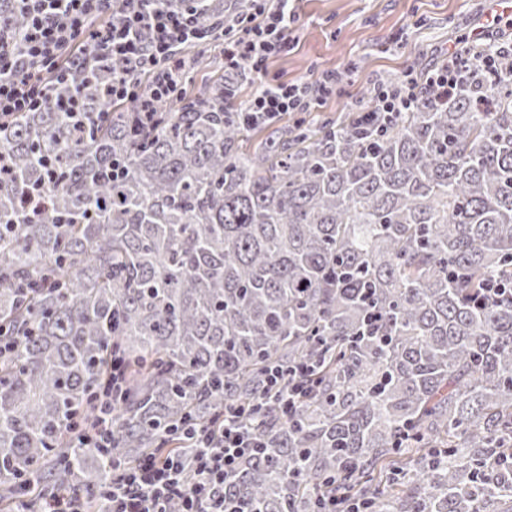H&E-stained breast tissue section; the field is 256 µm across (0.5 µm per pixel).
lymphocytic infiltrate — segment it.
Segmentation results:
<instances>
[{"mask_svg": "<svg viewBox=\"0 0 512 512\" xmlns=\"http://www.w3.org/2000/svg\"><path fill=\"white\" fill-rule=\"evenodd\" d=\"M26 24L14 28L0 13V118L44 107L76 117L84 112L75 72L92 75L101 59L112 61V82L105 93L115 101L137 104L140 123L152 127L159 104L184 96L189 78L180 49L206 43L208 23L200 12L167 8L154 0H10ZM251 11L224 39L225 71L256 76L261 87L242 114L245 122L314 112L337 92L339 73L325 71L315 81L288 83L267 77V61L295 39L292 0H250ZM512 42L495 39L447 52L440 64L423 73L406 72L398 82H378L373 105L360 118L364 130H381L402 112L431 94H449L493 73ZM70 86L67 95L51 98L50 83ZM316 367L303 361L275 369L267 386L278 388L279 406L301 407L313 392ZM249 411L230 407L221 427L212 430L187 421L182 434L196 443L192 476L181 457L166 448L145 456L136 466L109 469L97 487L100 512H225L224 482L243 458L262 445L245 419Z\"/></svg>", "mask_w": 512, "mask_h": 512, "instance_id": "f902f5d3", "label": "lymphocytic infiltrate"}]
</instances>
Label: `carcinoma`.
<instances>
[{
	"instance_id": "cac0c4a2",
	"label": "carcinoma",
	"mask_w": 512,
	"mask_h": 512,
	"mask_svg": "<svg viewBox=\"0 0 512 512\" xmlns=\"http://www.w3.org/2000/svg\"><path fill=\"white\" fill-rule=\"evenodd\" d=\"M212 38L250 8L201 0ZM112 63L83 85L107 124L73 134L60 112L0 122V504L33 487L92 493L106 465L70 433L116 350L127 391L112 410L116 461L174 448L191 474L190 415L264 401L262 453L224 496L251 512H312L359 496L369 512H512V301L476 297L512 276V87L434 96L369 138L357 115L307 113L267 132L224 106L234 78L158 107L106 103ZM50 156L63 185L24 218ZM119 161L121 176L106 178ZM35 291L17 296L16 284ZM383 339L361 336L370 308ZM316 363L313 394L284 419L271 365ZM394 472L382 484L377 468Z\"/></svg>"
}]
</instances>
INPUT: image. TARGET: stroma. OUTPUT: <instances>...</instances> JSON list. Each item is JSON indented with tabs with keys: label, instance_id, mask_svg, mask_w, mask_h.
Wrapping results in <instances>:
<instances>
[{
	"label": "stroma",
	"instance_id": "obj_1",
	"mask_svg": "<svg viewBox=\"0 0 512 512\" xmlns=\"http://www.w3.org/2000/svg\"><path fill=\"white\" fill-rule=\"evenodd\" d=\"M498 0H297V40L268 63L279 81L342 74L323 105L336 115L371 105L374 84L437 65L464 34L484 24Z\"/></svg>",
	"mask_w": 512,
	"mask_h": 512
}]
</instances>
